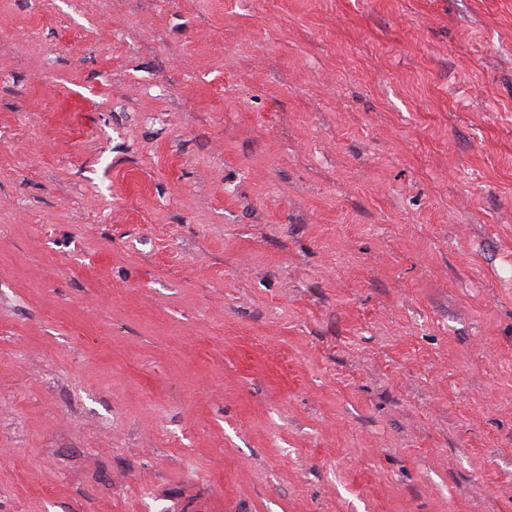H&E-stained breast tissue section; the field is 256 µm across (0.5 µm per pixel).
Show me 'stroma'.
<instances>
[{
	"label": "stroma",
	"mask_w": 512,
	"mask_h": 512,
	"mask_svg": "<svg viewBox=\"0 0 512 512\" xmlns=\"http://www.w3.org/2000/svg\"><path fill=\"white\" fill-rule=\"evenodd\" d=\"M0 512H512V0H0Z\"/></svg>",
	"instance_id": "stroma-1"
}]
</instances>
